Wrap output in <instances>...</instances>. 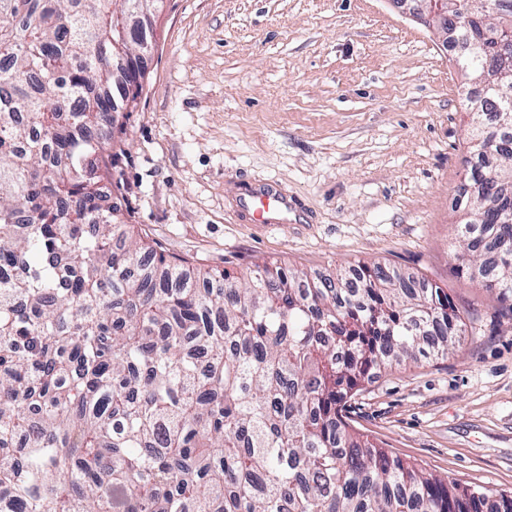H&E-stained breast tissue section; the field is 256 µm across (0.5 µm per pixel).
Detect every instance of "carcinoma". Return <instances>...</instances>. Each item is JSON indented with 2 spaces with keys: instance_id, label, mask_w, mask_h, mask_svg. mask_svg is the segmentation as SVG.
<instances>
[{
  "instance_id": "carcinoma-1",
  "label": "carcinoma",
  "mask_w": 512,
  "mask_h": 512,
  "mask_svg": "<svg viewBox=\"0 0 512 512\" xmlns=\"http://www.w3.org/2000/svg\"><path fill=\"white\" fill-rule=\"evenodd\" d=\"M117 0H0V512H512L373 443L351 401L464 331L374 263L244 275L113 249ZM455 32L472 130L457 274L512 299V40Z\"/></svg>"
}]
</instances>
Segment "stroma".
<instances>
[{
	"instance_id": "35a3bbf8",
	"label": "stroma",
	"mask_w": 512,
	"mask_h": 512,
	"mask_svg": "<svg viewBox=\"0 0 512 512\" xmlns=\"http://www.w3.org/2000/svg\"><path fill=\"white\" fill-rule=\"evenodd\" d=\"M464 90L452 48L391 0H161L109 203L206 269L379 262L447 289L456 352L364 384L353 425L448 481L512 492V312L453 260ZM242 182L278 183L303 221L240 222Z\"/></svg>"
}]
</instances>
